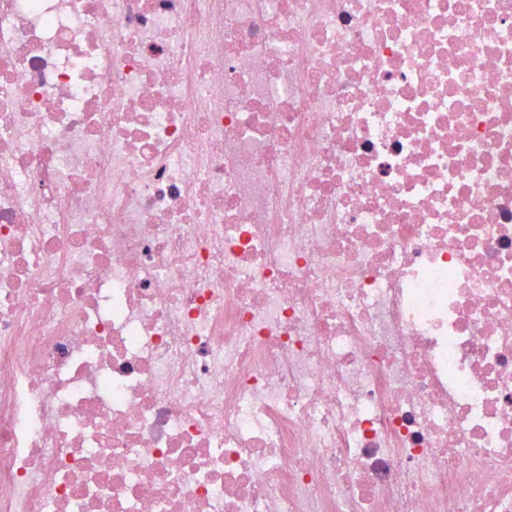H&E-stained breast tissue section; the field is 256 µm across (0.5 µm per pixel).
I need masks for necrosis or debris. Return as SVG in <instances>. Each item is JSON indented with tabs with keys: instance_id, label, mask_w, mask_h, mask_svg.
I'll return each instance as SVG.
<instances>
[{
	"instance_id": "necrosis-or-debris-1",
	"label": "necrosis or debris",
	"mask_w": 512,
	"mask_h": 512,
	"mask_svg": "<svg viewBox=\"0 0 512 512\" xmlns=\"http://www.w3.org/2000/svg\"><path fill=\"white\" fill-rule=\"evenodd\" d=\"M0 512H512V0H0Z\"/></svg>"
}]
</instances>
